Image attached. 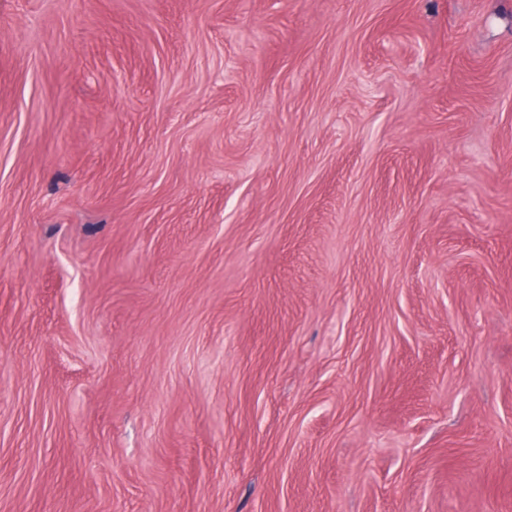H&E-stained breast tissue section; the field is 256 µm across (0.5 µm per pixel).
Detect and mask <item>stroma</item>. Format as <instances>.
Returning a JSON list of instances; mask_svg holds the SVG:
<instances>
[{"instance_id":"stroma-1","label":"stroma","mask_w":512,"mask_h":512,"mask_svg":"<svg viewBox=\"0 0 512 512\" xmlns=\"http://www.w3.org/2000/svg\"><path fill=\"white\" fill-rule=\"evenodd\" d=\"M0 512H512V0H0Z\"/></svg>"}]
</instances>
